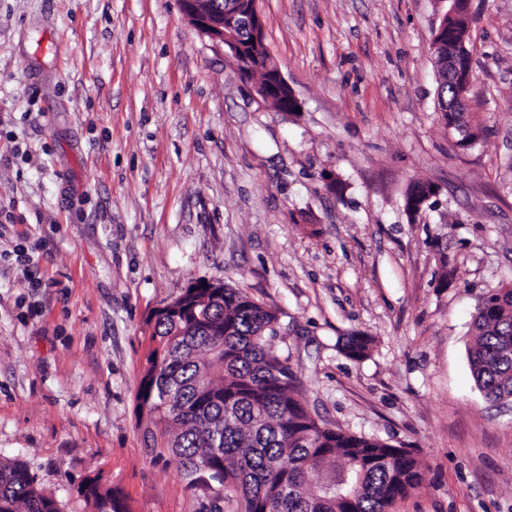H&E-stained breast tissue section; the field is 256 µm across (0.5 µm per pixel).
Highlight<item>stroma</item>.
Returning a JSON list of instances; mask_svg holds the SVG:
<instances>
[{"instance_id": "1", "label": "stroma", "mask_w": 512, "mask_h": 512, "mask_svg": "<svg viewBox=\"0 0 512 512\" xmlns=\"http://www.w3.org/2000/svg\"><path fill=\"white\" fill-rule=\"evenodd\" d=\"M281 112L180 0H0V459L62 512H201L143 444L159 306L223 280L276 311L310 412L408 448L390 512H512V402L468 357L512 284V0H471L460 145L429 50L448 0H261ZM437 190L416 217L410 184ZM373 339L368 358L344 336ZM373 339L363 334L346 336L342 343L341 352L349 359L360 361L369 357ZM78 492L87 504H92V512L128 511L120 492L109 486H101L97 478L85 481Z\"/></svg>"}]
</instances>
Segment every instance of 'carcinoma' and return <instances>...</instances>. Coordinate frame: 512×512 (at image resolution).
Wrapping results in <instances>:
<instances>
[{
    "instance_id": "1",
    "label": "carcinoma",
    "mask_w": 512,
    "mask_h": 512,
    "mask_svg": "<svg viewBox=\"0 0 512 512\" xmlns=\"http://www.w3.org/2000/svg\"><path fill=\"white\" fill-rule=\"evenodd\" d=\"M447 123L448 74L438 72ZM275 313L240 289H214L197 314L156 313L148 367L136 394L146 447L167 450L202 512H390L419 486L414 452L318 421L288 358L272 347ZM469 359L490 400L512 398V287L487 293ZM373 339L345 338L360 361ZM79 494L93 512H127L120 492L90 478ZM0 512H61L20 460H0Z\"/></svg>"
}]
</instances>
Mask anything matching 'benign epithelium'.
<instances>
[{"instance_id":"obj_1","label":"benign epithelium","mask_w":512,"mask_h":512,"mask_svg":"<svg viewBox=\"0 0 512 512\" xmlns=\"http://www.w3.org/2000/svg\"><path fill=\"white\" fill-rule=\"evenodd\" d=\"M185 18L196 31L208 38L217 47L227 49L238 68H249L252 59L260 58L266 51L263 39L264 20L258 7V0H181ZM471 51L468 45L453 43L448 47V61L442 67L448 69V84L455 93L456 111L465 110L471 80L468 78V66L472 62L466 59ZM270 79L264 87L256 88V93L266 101L273 100L279 87L286 83L279 66L265 59ZM194 294L183 291L158 310L177 315L187 303L193 301Z\"/></svg>"}]
</instances>
